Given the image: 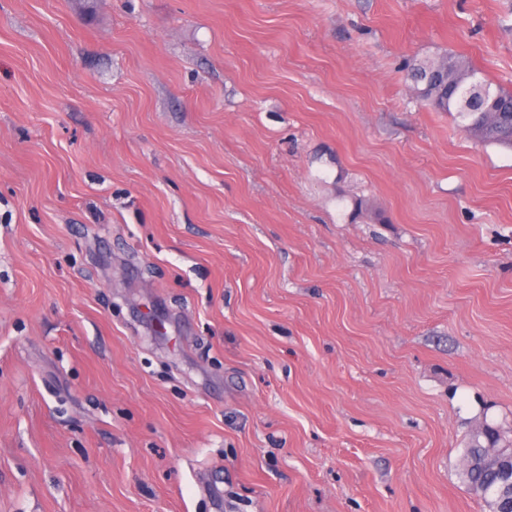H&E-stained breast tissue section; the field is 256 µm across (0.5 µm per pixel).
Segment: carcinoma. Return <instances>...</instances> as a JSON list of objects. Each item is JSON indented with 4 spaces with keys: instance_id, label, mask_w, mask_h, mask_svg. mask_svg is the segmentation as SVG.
<instances>
[{
    "instance_id": "1",
    "label": "carcinoma",
    "mask_w": 512,
    "mask_h": 512,
    "mask_svg": "<svg viewBox=\"0 0 512 512\" xmlns=\"http://www.w3.org/2000/svg\"><path fill=\"white\" fill-rule=\"evenodd\" d=\"M407 79L415 98L436 112L455 113L464 130L477 141L512 150V92L492 87L472 63L456 55L415 59L408 64ZM487 424L467 435L462 455L461 478L488 512H512V499L502 490L512 482L500 472L468 460L488 448L482 434Z\"/></svg>"
}]
</instances>
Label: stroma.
I'll use <instances>...</instances> for the list:
<instances>
[{
  "mask_svg": "<svg viewBox=\"0 0 512 512\" xmlns=\"http://www.w3.org/2000/svg\"><path fill=\"white\" fill-rule=\"evenodd\" d=\"M512 0H0V512H483L512 431ZM407 79L415 98L436 112H455L477 141L512 150V92L492 88L472 63L456 55L409 62ZM491 426L483 423L482 426L476 428V433L467 435L465 441L464 452L462 455V470L461 478L472 493L477 496L483 503L486 511H495L497 508L502 512H512V499L511 490L507 487V500L505 501L506 507L499 504L502 499V490L505 484H510L512 476L508 475L506 478L501 472L493 471V468H487L480 465L469 466L468 460L481 457L486 451L489 450L486 446V440L482 434V428ZM504 488V492H505Z\"/></svg>",
  "mask_w": 512,
  "mask_h": 512,
  "instance_id": "1",
  "label": "stroma"
}]
</instances>
